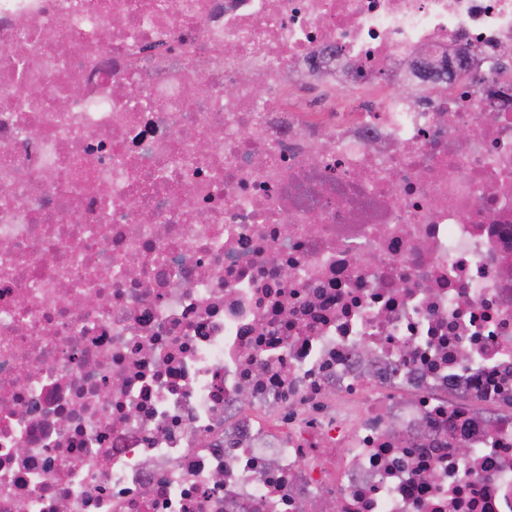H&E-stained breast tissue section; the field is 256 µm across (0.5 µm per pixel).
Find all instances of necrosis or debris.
<instances>
[{"mask_svg":"<svg viewBox=\"0 0 512 512\" xmlns=\"http://www.w3.org/2000/svg\"><path fill=\"white\" fill-rule=\"evenodd\" d=\"M318 500L512 512V0H0V512Z\"/></svg>","mask_w":512,"mask_h":512,"instance_id":"necrosis-or-debris-1","label":"necrosis or debris"}]
</instances>
